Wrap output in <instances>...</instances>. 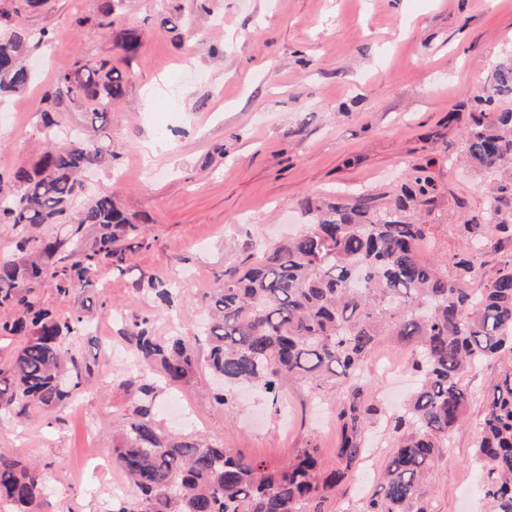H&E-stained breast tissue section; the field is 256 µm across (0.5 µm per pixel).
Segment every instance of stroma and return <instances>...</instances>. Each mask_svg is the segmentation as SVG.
<instances>
[{
	"label": "stroma",
	"mask_w": 512,
	"mask_h": 512,
	"mask_svg": "<svg viewBox=\"0 0 512 512\" xmlns=\"http://www.w3.org/2000/svg\"><path fill=\"white\" fill-rule=\"evenodd\" d=\"M99 0H50L23 8L26 27L48 32L33 49L40 69L21 94L0 96V187L32 164L40 144L44 90L79 59H111L127 76V95L112 109V165L92 172L89 195L112 194L135 214L150 248L132 253L126 275L101 270L97 296L73 295L91 339L89 361L124 376L110 344H122L120 321L100 306L155 319L159 335L186 333L206 316L210 288L262 244L302 230L306 198L367 191L389 194L413 167H427L437 191L424 220L422 261L465 250L462 225L486 208V176L460 163L470 124L468 100L503 49H512V0H126L100 34L77 26ZM170 24H163V17ZM140 36L124 57L119 33ZM178 280L177 315L136 290L140 277ZM410 353L378 337L365 360L366 392L378 412L365 435L373 451L359 479L339 485L326 512H359L377 487L396 443L394 419L417 386ZM506 363L490 360L466 377V420L454 429L427 476L428 512H482L473 462L485 398ZM209 377L197 373L173 398L190 403L188 420L164 417L172 433L193 431L276 467L298 449L319 448L336 463L343 391L292 381L271 402L261 389L218 406ZM81 411H32L24 423L0 415V452L39 463V512H101L120 479L105 430L119 423L128 399L99 376L85 379ZM95 424L97 445L87 438Z\"/></svg>",
	"instance_id": "1"
}]
</instances>
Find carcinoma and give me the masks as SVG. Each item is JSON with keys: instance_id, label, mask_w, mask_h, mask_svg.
Returning a JSON list of instances; mask_svg holds the SVG:
<instances>
[{"instance_id": "carcinoma-1", "label": "carcinoma", "mask_w": 512, "mask_h": 512, "mask_svg": "<svg viewBox=\"0 0 512 512\" xmlns=\"http://www.w3.org/2000/svg\"><path fill=\"white\" fill-rule=\"evenodd\" d=\"M122 2L101 0L95 19L79 24L111 27ZM19 16L18 7L0 8V93H20L33 82L25 61L33 35ZM126 92L110 60H78L59 73L43 94L40 134L49 147L12 172L17 192L0 190V224L18 229L15 253L0 257V345L13 347L0 366V414L20 422L34 409L56 412L73 403L97 367L77 349L89 329L83 313L42 304L41 289L52 285L61 302L78 291L94 293L101 268L118 275L129 269L124 241L139 237L150 247L112 195L78 204L83 174L112 160L110 143L97 135L53 146L61 133L56 116L81 107L103 132ZM505 98L512 99V52L470 98L463 155L496 179L493 210L464 225V253L443 263L419 259L417 246L427 237L419 212L435 184L427 168L415 167L389 199L360 193L307 202L306 231L248 255L208 294L198 335L209 339L206 365L224 384L261 386L274 405L292 378L316 388L333 379L344 387L336 466L323 467L310 446L271 469L193 432L170 434L158 418L159 400L169 387L190 383L199 361L191 338L161 339L149 319L135 317L126 336L139 367L112 381L131 400L112 433V465L133 494L112 499L109 512H323L327 495L356 478L366 452L363 426L375 409L364 400V363L379 336L411 346L420 385L395 417L400 438L379 490L360 512H428L424 478L448 431L463 421L470 396L464 378L475 365L512 354V253L484 287H471L484 255L512 239V109L496 110ZM41 224L57 230L34 233ZM139 289L174 304L176 287L167 276L151 275ZM475 461L488 512H512V367L487 398ZM42 490L35 466L0 454V512H38Z\"/></svg>"}]
</instances>
